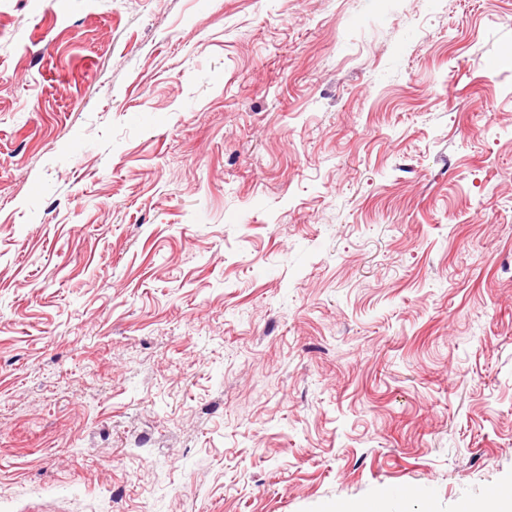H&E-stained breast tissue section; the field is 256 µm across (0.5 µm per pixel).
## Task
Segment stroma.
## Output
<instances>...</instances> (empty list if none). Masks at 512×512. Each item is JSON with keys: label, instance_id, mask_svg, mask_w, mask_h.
<instances>
[{"label": "stroma", "instance_id": "stroma-1", "mask_svg": "<svg viewBox=\"0 0 512 512\" xmlns=\"http://www.w3.org/2000/svg\"><path fill=\"white\" fill-rule=\"evenodd\" d=\"M508 488L512 0H0V512Z\"/></svg>", "mask_w": 512, "mask_h": 512}]
</instances>
